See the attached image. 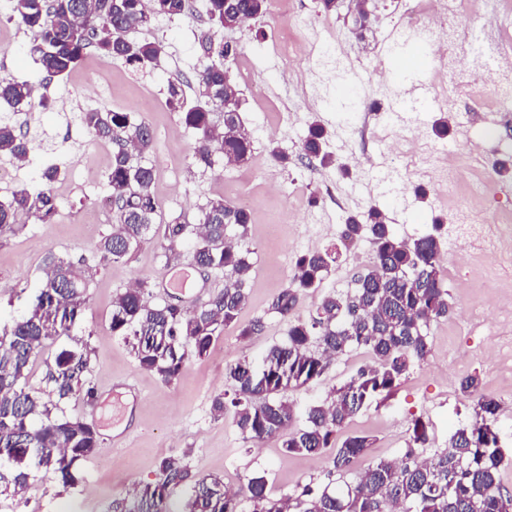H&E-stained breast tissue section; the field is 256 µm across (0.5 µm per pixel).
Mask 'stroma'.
<instances>
[{
	"mask_svg": "<svg viewBox=\"0 0 512 512\" xmlns=\"http://www.w3.org/2000/svg\"><path fill=\"white\" fill-rule=\"evenodd\" d=\"M405 3L379 0L377 21L358 32L338 15L321 14L318 0H288L286 15L270 13L249 27L227 32L212 27L202 0H193L194 17L162 18L147 31V38L164 44L149 76L134 75L121 61L91 54L68 76L50 82L27 53L32 33L0 11V74L37 85L40 98L39 104L15 117L29 130L30 149L15 185H0V201L9 199L14 187L37 185L46 166L56 164L62 170L54 185V220H29L17 233L0 235V330L10 328L30 307L42 286L49 254L93 259L99 242L112 231L113 212L100 204L109 193L108 169L96 164L98 143L77 119L78 112L98 107L142 112L152 126L153 191L163 221L178 216L195 220L199 205L212 198L235 202L249 197L248 242L254 268L240 321L263 322L262 331L252 336L241 335L239 326L225 327L205 356H189L179 378L164 383L138 366L130 337L113 334V297L142 279L150 286L151 305L174 303L189 310L223 288V272H193L197 288L185 297L163 290L168 274L187 269L193 243L187 240L167 250L159 231L128 258L97 266L82 318L70 335L47 343L27 386L54 398L49 364L72 339L87 342L90 362L84 380L96 396L71 398L63 408L95 426L98 447L93 457L78 464L75 485L37 477L24 498L0 494V512H109L113 500L156 482L164 458L178 459L194 475L217 477L235 488L245 487L249 478L265 477L276 498L296 495L307 484L342 489L370 462L404 457L414 419L426 425L425 454L448 448L451 436L473 416V404L460 390L461 380L469 375L479 376L484 390L501 402V481L512 491V371L496 368L484 356L487 330H495L501 342L512 343V319L497 313L504 284H512V270L496 267L485 250L500 216L512 214V178L497 175L494 167L482 166L470 155L471 143L482 140L483 116L491 112L496 135L486 142L487 148L502 159L512 156V100L483 82L481 63L471 49L476 37L507 44L497 21L512 18V0L464 5L460 40L447 49L450 68L479 82V94L449 93L431 111L408 112L403 121L390 124L385 115L395 106L399 90L383 82L380 73L391 51L409 54L420 42L405 25ZM276 30L288 38L311 39L335 61V68L284 62L267 40ZM205 35L235 41L241 56L252 63L253 78L241 84L240 92L242 122L255 152L266 155L276 144L295 156L308 124L315 121L326 130L329 151L349 166V176L298 162L279 167L271 160L212 170L195 166L194 134L169 110L166 98L169 82L189 80L199 68V42ZM355 71L363 78L362 87L350 97H338ZM443 116L450 128L446 142L460 150L463 167L458 191L451 197L436 193L437 163L428 153L432 124ZM372 203L385 211L396 236L405 240L429 232L436 223L442 224L444 238L454 240L458 215L467 212L474 245L462 261L442 264L449 311L428 325L427 359L389 396L367 402L351 428L370 435L373 445L355 471L331 475L321 457L285 455L280 438L257 445L246 442L231 415L215 416L212 403L218 394L231 391V365L261 361L271 346L286 342L288 324L270 312L269 304L287 285L300 248L333 246L345 218ZM360 251L359 263L351 253L339 255L320 291L300 298L297 316L308 317L322 295L337 291L339 281L354 282L357 273L365 271L370 243L362 242ZM372 362L365 349H350L332 360L321 377L292 389L289 398L298 413L297 425H304L310 406L324 402L333 388ZM121 377L139 390L129 412L125 397L117 393Z\"/></svg>",
	"mask_w": 512,
	"mask_h": 512,
	"instance_id": "1",
	"label": "stroma"
}]
</instances>
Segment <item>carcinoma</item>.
I'll return each mask as SVG.
<instances>
[{
    "instance_id": "cac0c4a2",
    "label": "carcinoma",
    "mask_w": 512,
    "mask_h": 512,
    "mask_svg": "<svg viewBox=\"0 0 512 512\" xmlns=\"http://www.w3.org/2000/svg\"><path fill=\"white\" fill-rule=\"evenodd\" d=\"M204 9L215 27L235 26L244 17L257 19L269 10V0H205ZM9 19L33 33L29 53L45 77L68 75L87 55L97 53L147 71L164 51L158 41L137 40L132 34L150 28L160 18L186 17L189 0H7ZM204 61L195 72L199 96L188 100L181 88L168 86L167 104L180 122L195 135L193 156L197 164L214 168L250 160L253 143L245 132L240 109V89L226 57L230 47L210 38L201 44ZM34 88L27 81L0 75V103L18 114L33 105ZM80 124L97 141L112 144V164L107 184L112 192L116 224L97 247L100 258L118 262L136 250L159 217L153 193L154 147L150 125L135 112L105 108L77 115ZM28 140L10 115H0V156L23 161ZM299 159L321 167L334 164L326 150L323 127L312 122L302 139ZM336 165V164H334ZM336 171H343L336 165ZM60 169L41 173L37 186L24 187L0 202V235L20 229L18 218L42 224L56 214L52 189ZM199 223L175 219L164 225L168 248L194 239L192 261L205 270L224 271V289L197 312L171 304L151 306L147 283L115 295L112 332L134 337L138 366L164 383L178 378L189 346L202 357L224 327L239 322L247 302L245 285L253 265L247 241L251 214L230 200L210 199L199 207ZM411 241L398 238L386 215L376 206L347 216L340 233L344 249L365 239L373 246L370 266L357 278L350 293L321 297L309 318L295 315L300 297L320 288L336 252L331 249L304 253L295 260L288 284L273 299L270 311L288 323V342L271 347L259 362L267 373L257 375L254 364L237 363L228 369L234 397L219 395L213 401L216 416L230 414L247 440L282 437L287 455H327L328 473L350 471L372 439L349 433L362 409L357 397L387 395L396 383L429 353L428 322L448 313L440 256V225ZM40 294L12 328L0 335V486L15 495L27 490L34 473L51 475L65 485L74 483L76 462L92 456L98 447L94 427L66 415L59 404L43 400L26 387L31 366L48 341L67 335L86 309L89 268L84 260L59 257L44 268ZM366 349L374 364L361 367L349 381L334 389L330 399L310 407L307 425L294 429L296 410L288 398L284 371L299 384L319 377L330 355L347 349ZM89 366L87 343L76 341L55 356L50 379L58 400L74 395L91 399L85 386ZM463 395L474 404L472 422L450 438V448L422 458L415 446L426 442V428L413 422L412 444L405 457L371 462L360 478L342 491H315L303 487L295 497L274 498L264 477L248 479L246 490L224 485L219 479L194 482L187 512H512V494L503 492L500 465L504 454L496 430L499 401L481 390L480 378L465 377ZM161 478L137 489L129 498L112 503L111 512H171V487L190 479L188 469L171 458L159 463Z\"/></svg>"
}]
</instances>
